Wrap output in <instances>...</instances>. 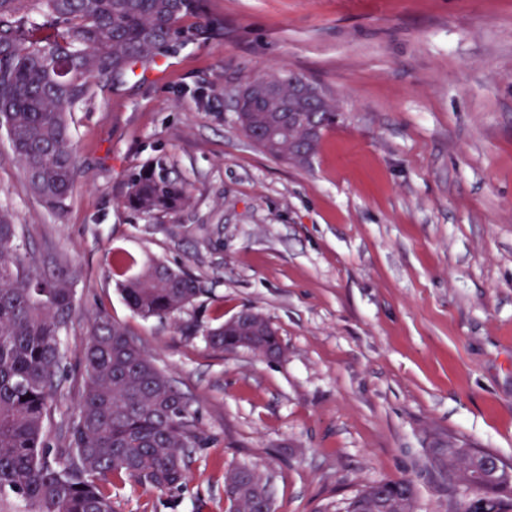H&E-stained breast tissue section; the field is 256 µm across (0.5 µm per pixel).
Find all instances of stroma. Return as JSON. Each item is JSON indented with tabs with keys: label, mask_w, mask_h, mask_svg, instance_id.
Masks as SVG:
<instances>
[{
	"label": "stroma",
	"mask_w": 512,
	"mask_h": 512,
	"mask_svg": "<svg viewBox=\"0 0 512 512\" xmlns=\"http://www.w3.org/2000/svg\"><path fill=\"white\" fill-rule=\"evenodd\" d=\"M223 39L136 69L73 114L78 175L63 209L30 193L0 139V209L40 266L74 267L78 316L49 431L67 443L85 323L106 310L196 400L214 443L189 481H123L114 512H227L226 475L258 467L274 512H337L408 480L415 512H460L453 443L512 465V0H204ZM286 68L341 113L310 164L267 156L234 122L235 89ZM162 156L189 204L151 220L121 204ZM167 260L205 292L144 320L109 253ZM266 315L284 355L225 353L192 325Z\"/></svg>",
	"instance_id": "35a3bbf8"
}]
</instances>
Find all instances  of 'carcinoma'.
<instances>
[{"label": "carcinoma", "instance_id": "1", "mask_svg": "<svg viewBox=\"0 0 512 512\" xmlns=\"http://www.w3.org/2000/svg\"><path fill=\"white\" fill-rule=\"evenodd\" d=\"M224 37V19L206 16L202 0H0V135L30 191L55 209L72 192L77 160L69 118L108 85L117 86L137 66L176 53L188 42ZM284 71L268 77L278 99L288 101ZM235 122L259 149L302 164L288 145V115L274 111L248 83L240 88ZM320 112L302 116L325 132L336 124V106L315 99ZM189 184L163 157L127 179L122 205L147 218L181 211ZM129 253L111 260L109 273L131 310L144 319H167L204 293L202 281L155 258L135 277L125 276ZM74 272L51 274L29 254L22 227L0 210V512H113L105 485L129 478L159 491L187 480L190 454L211 438L198 427V409L172 383L133 334L105 312L87 328L82 351L84 385L68 427V443L53 448L46 427L63 400L66 354L61 336L72 325ZM214 349L235 351L252 343L258 354L281 351L275 329L245 336L224 323L191 327ZM470 486L468 512H512V484L484 476L490 454L473 448H440ZM234 512H272L262 477L240 467L227 476ZM413 512L408 481L362 489L344 512Z\"/></svg>", "mask_w": 512, "mask_h": 512}]
</instances>
